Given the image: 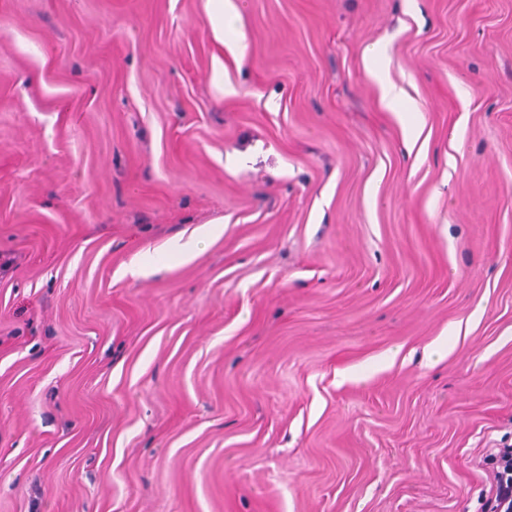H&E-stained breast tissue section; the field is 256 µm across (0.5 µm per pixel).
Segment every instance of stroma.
I'll return each mask as SVG.
<instances>
[{"mask_svg": "<svg viewBox=\"0 0 512 512\" xmlns=\"http://www.w3.org/2000/svg\"><path fill=\"white\" fill-rule=\"evenodd\" d=\"M232 4L0 0V512H483L512 0Z\"/></svg>", "mask_w": 512, "mask_h": 512, "instance_id": "1", "label": "stroma"}]
</instances>
